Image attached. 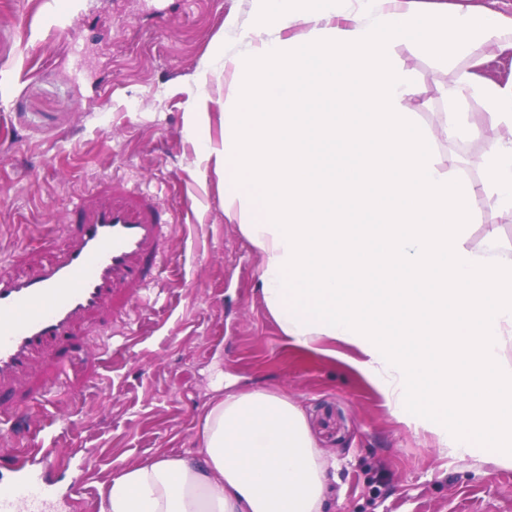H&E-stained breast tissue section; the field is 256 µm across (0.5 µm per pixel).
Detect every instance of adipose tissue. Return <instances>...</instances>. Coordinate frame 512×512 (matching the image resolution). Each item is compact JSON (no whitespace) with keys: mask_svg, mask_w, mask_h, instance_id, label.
I'll return each mask as SVG.
<instances>
[{"mask_svg":"<svg viewBox=\"0 0 512 512\" xmlns=\"http://www.w3.org/2000/svg\"><path fill=\"white\" fill-rule=\"evenodd\" d=\"M271 28L246 32L233 56L244 82L232 110L213 117L208 96L185 115L200 162L224 181V212L261 260L263 298L285 336L313 350L340 341L352 367L395 412L447 428L461 456L512 446V247L496 228L467 243L472 203L512 213V86L458 73L438 130L406 104L411 73L396 49L451 60L477 44L512 47V19L459 9L420 16L413 0H378L376 18L322 0H256ZM317 82L286 30L298 23ZM355 88L354 111L325 112L324 97ZM479 94L491 129L479 180L457 175L438 142L467 119L456 102ZM219 138H212V125ZM353 151L344 175L321 155ZM326 465L301 409L255 389L216 396L198 446L124 467L100 487V512H324Z\"/></svg>","mask_w":512,"mask_h":512,"instance_id":"1","label":"adipose tissue"}]
</instances>
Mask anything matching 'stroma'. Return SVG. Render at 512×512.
<instances>
[{"instance_id": "35a3bbf8", "label": "stroma", "mask_w": 512, "mask_h": 512, "mask_svg": "<svg viewBox=\"0 0 512 512\" xmlns=\"http://www.w3.org/2000/svg\"><path fill=\"white\" fill-rule=\"evenodd\" d=\"M229 17L236 30H224ZM262 24L255 0H0V272L56 262L80 203L157 211L172 232L151 276L78 318L67 348L48 341L0 383V404L19 415L0 481L53 446L66 512H99V484L123 466L196 448L222 384L300 407L334 478L328 512H512V466L483 448L459 459L390 409L348 365L355 348L339 342L329 356L284 337L218 177L197 173L184 116L203 90L221 112L234 78L213 58L237 54V30ZM397 54L416 86L410 106L434 130L459 72L512 85L511 47L476 45L449 66ZM485 147L458 136L439 155L476 179ZM65 356L88 379L52 385Z\"/></svg>"}]
</instances>
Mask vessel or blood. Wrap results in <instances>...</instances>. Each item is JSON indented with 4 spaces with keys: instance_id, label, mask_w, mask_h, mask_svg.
Returning <instances> with one entry per match:
<instances>
[{
    "instance_id": "1",
    "label": "vessel or blood",
    "mask_w": 512,
    "mask_h": 512,
    "mask_svg": "<svg viewBox=\"0 0 512 512\" xmlns=\"http://www.w3.org/2000/svg\"><path fill=\"white\" fill-rule=\"evenodd\" d=\"M160 232L148 216L122 206L87 209L73 228L75 244L56 262L23 279L0 273V380L21 370L45 338H65L72 321L99 309L112 288L141 280ZM53 466L46 453L15 467L0 484V512L19 503L27 512H46L56 494Z\"/></svg>"
}]
</instances>
